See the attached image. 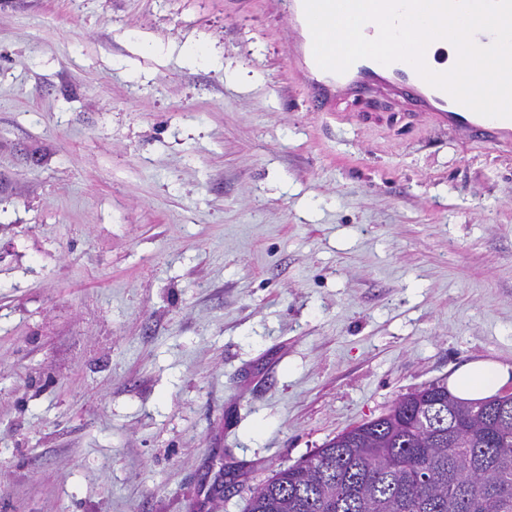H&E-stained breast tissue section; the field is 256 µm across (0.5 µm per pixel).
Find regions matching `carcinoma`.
Returning a JSON list of instances; mask_svg holds the SVG:
<instances>
[{
  "label": "carcinoma",
  "mask_w": 512,
  "mask_h": 512,
  "mask_svg": "<svg viewBox=\"0 0 512 512\" xmlns=\"http://www.w3.org/2000/svg\"><path fill=\"white\" fill-rule=\"evenodd\" d=\"M431 383L281 467L245 512H512V426Z\"/></svg>",
  "instance_id": "carcinoma-1"
}]
</instances>
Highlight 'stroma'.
<instances>
[{
    "instance_id": "obj_1",
    "label": "stroma",
    "mask_w": 512,
    "mask_h": 512,
    "mask_svg": "<svg viewBox=\"0 0 512 512\" xmlns=\"http://www.w3.org/2000/svg\"><path fill=\"white\" fill-rule=\"evenodd\" d=\"M288 22L0 0V512H243L408 393L512 365V150L324 111Z\"/></svg>"
}]
</instances>
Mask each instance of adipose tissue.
Here are the masks:
<instances>
[{
  "instance_id": "obj_1",
  "label": "adipose tissue",
  "mask_w": 512,
  "mask_h": 512,
  "mask_svg": "<svg viewBox=\"0 0 512 512\" xmlns=\"http://www.w3.org/2000/svg\"><path fill=\"white\" fill-rule=\"evenodd\" d=\"M512 380V366L494 360H473L448 379V390L466 402H478L499 393Z\"/></svg>"
}]
</instances>
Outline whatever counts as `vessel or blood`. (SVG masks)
Masks as SVG:
<instances>
[{
  "label": "vessel or blood",
  "mask_w": 512,
  "mask_h": 512,
  "mask_svg": "<svg viewBox=\"0 0 512 512\" xmlns=\"http://www.w3.org/2000/svg\"><path fill=\"white\" fill-rule=\"evenodd\" d=\"M289 16L297 34L291 57L295 77L315 102L332 108L381 91L398 92L413 108L427 113L435 126L476 136L498 148L512 146V119L476 114L445 91L430 86L408 63L397 61L384 65L365 58L354 62L342 74L320 68L314 58L303 0H290Z\"/></svg>",
  "instance_id": "vessel-or-blood-1"
}]
</instances>
